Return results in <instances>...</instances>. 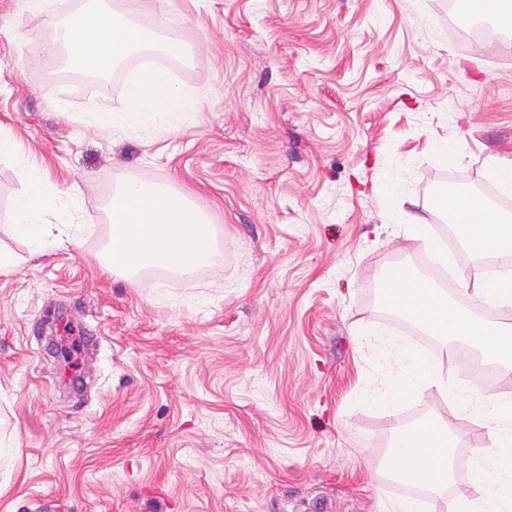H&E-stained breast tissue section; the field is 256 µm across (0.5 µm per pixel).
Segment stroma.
<instances>
[{
  "instance_id": "obj_1",
  "label": "stroma",
  "mask_w": 512,
  "mask_h": 512,
  "mask_svg": "<svg viewBox=\"0 0 512 512\" xmlns=\"http://www.w3.org/2000/svg\"><path fill=\"white\" fill-rule=\"evenodd\" d=\"M87 0L33 12L0 0V512H389L411 497L386 461L396 428L453 418L437 393L373 404L397 372L403 322L382 302L427 252L451 183L512 164V42L464 39L448 0H104L157 16L190 49L166 73L195 105L166 126L109 131L137 69L82 88L51 77L55 24ZM456 160H442L439 145ZM46 169L55 224L80 203L76 244L40 257L11 232L21 173ZM140 181L184 197L217 259L134 281L102 265L109 205ZM93 330L79 360L46 336Z\"/></svg>"
}]
</instances>
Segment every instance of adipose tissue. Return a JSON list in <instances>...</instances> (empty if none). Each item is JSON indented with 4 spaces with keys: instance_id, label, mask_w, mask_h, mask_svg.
<instances>
[{
    "instance_id": "1",
    "label": "adipose tissue",
    "mask_w": 512,
    "mask_h": 512,
    "mask_svg": "<svg viewBox=\"0 0 512 512\" xmlns=\"http://www.w3.org/2000/svg\"><path fill=\"white\" fill-rule=\"evenodd\" d=\"M55 40L67 49L68 66L80 73L105 74L118 62L142 48L178 56L184 51L176 33L155 38L151 26L130 22L106 13L97 5L61 25ZM128 107L111 114L110 129L168 122L176 112L191 108L157 72H147L127 89ZM24 190L13 202V231L30 252L47 246L63 247L62 236L53 234L48 218L58 209L59 198L45 181L41 169L23 171ZM447 207L460 237L473 254L484 256L512 248V221L503 218L480 199L452 198ZM112 224L105 264L115 274L129 275L138 269L161 266L174 271L209 263L214 252L206 224L185 199L141 182H131L111 202ZM456 438L454 425L427 419L417 429L397 430L389 467L407 483L444 492L453 475Z\"/></svg>"
}]
</instances>
